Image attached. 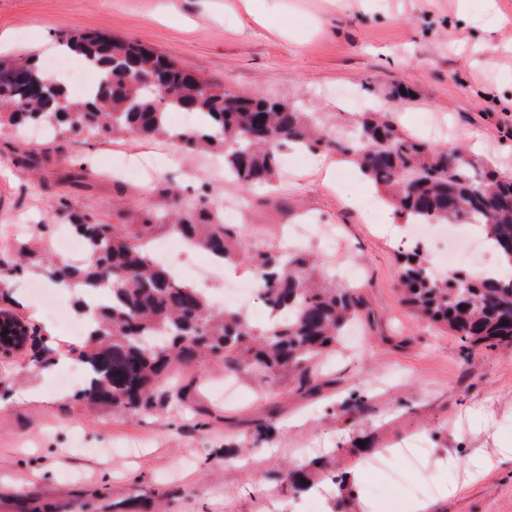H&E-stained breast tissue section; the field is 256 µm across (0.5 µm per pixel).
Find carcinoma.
I'll return each mask as SVG.
<instances>
[{
  "label": "carcinoma",
  "mask_w": 512,
  "mask_h": 512,
  "mask_svg": "<svg viewBox=\"0 0 512 512\" xmlns=\"http://www.w3.org/2000/svg\"><path fill=\"white\" fill-rule=\"evenodd\" d=\"M57 46L93 67L98 82L75 100L43 70L37 54L0 57V129L48 126L86 140L165 135L188 150H220L225 179L247 190L269 185L290 148L334 151L405 221L482 227L507 260V273L439 272L416 248L400 269L403 301L446 327L465 349L512 346V176L462 147L436 148L403 132L387 113L362 112L353 129L335 134L296 103L228 93L136 42L91 32L64 35ZM174 111L200 114L206 122L169 129L166 116ZM173 196L174 216L146 209L137 224L75 217L59 202L58 211L74 217L86 251L78 265L54 266V281L107 284L112 292L108 304L90 313L86 344L76 351L90 377L75 399L146 416L162 393L181 401L172 374L176 361L222 359L273 383L288 374L305 377L318 357L335 349L349 321L369 316L356 288L317 284L311 257L246 249L239 227L222 223L209 194ZM166 235L215 258L248 263L272 320L255 324L238 310H219L196 288L175 281L152 251ZM0 315L7 319L0 336H20L24 346L32 340L23 319L8 310Z\"/></svg>",
  "instance_id": "obj_1"
}]
</instances>
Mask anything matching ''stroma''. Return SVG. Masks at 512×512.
Wrapping results in <instances>:
<instances>
[{
    "instance_id": "35a3bbf8",
    "label": "stroma",
    "mask_w": 512,
    "mask_h": 512,
    "mask_svg": "<svg viewBox=\"0 0 512 512\" xmlns=\"http://www.w3.org/2000/svg\"><path fill=\"white\" fill-rule=\"evenodd\" d=\"M82 32L149 46L232 93L303 103L344 130L364 101L512 175V0H267L259 16L247 0H0L2 57L45 58L59 36ZM399 85L408 97L393 96ZM31 151L47 161L26 166ZM139 154L149 167L128 174L124 159ZM317 162L286 151L272 188L253 193L225 181L212 152L0 131V271L51 359L41 369L32 347L0 353V512H19L22 499L41 512H409L417 498L436 512H512V347L461 352L403 305L408 227L386 224V205L350 165L327 178ZM150 180L155 192L141 199ZM170 185L185 197L208 190L221 211L245 201L247 244L309 253L327 279L358 288L374 321L305 380L230 374L220 359L178 365L183 406L140 418L57 390L68 370L59 357L77 341L28 292L48 272L12 265L26 250L54 254L59 199L132 224L138 204L172 207ZM452 433L461 448L449 449ZM386 450L419 496L370 469ZM290 467L304 490L286 481ZM353 474L355 494L343 493L338 478Z\"/></svg>"
}]
</instances>
